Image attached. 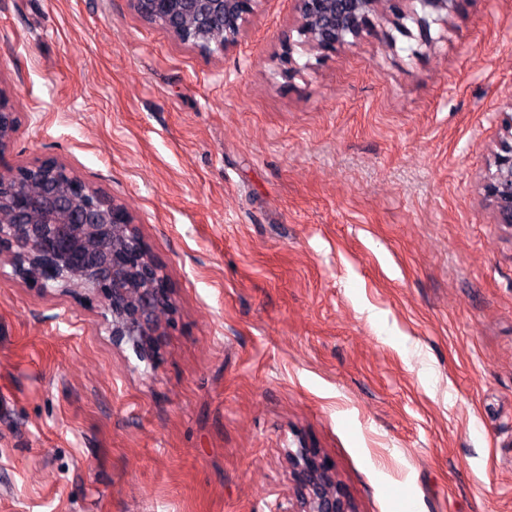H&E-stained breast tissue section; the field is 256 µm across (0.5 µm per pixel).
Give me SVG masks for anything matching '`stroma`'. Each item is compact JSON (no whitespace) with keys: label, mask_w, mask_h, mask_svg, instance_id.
I'll list each match as a JSON object with an SVG mask.
<instances>
[{"label":"stroma","mask_w":512,"mask_h":512,"mask_svg":"<svg viewBox=\"0 0 512 512\" xmlns=\"http://www.w3.org/2000/svg\"><path fill=\"white\" fill-rule=\"evenodd\" d=\"M297 26L260 0L204 56L131 0H0L7 163L72 166L173 288L149 360L0 267V512H287L302 441L356 512H512V0L427 45ZM20 117L11 98L0 89V160L11 147L19 130ZM505 126L506 136L493 154L494 171L485 186L486 198L498 224L512 226V117Z\"/></svg>","instance_id":"1"}]
</instances>
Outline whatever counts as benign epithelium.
<instances>
[{
	"mask_svg": "<svg viewBox=\"0 0 512 512\" xmlns=\"http://www.w3.org/2000/svg\"><path fill=\"white\" fill-rule=\"evenodd\" d=\"M136 13L181 43L212 54L237 40L258 0H131ZM313 46L334 51L376 33L384 7L404 17L408 0H294ZM419 40L431 39V23L455 13L463 0H417ZM20 117L0 89V160L19 130ZM493 154L485 186L498 224L512 226V123ZM16 276L87 302L111 316L112 336L140 355L158 354L157 310L169 305L172 286L142 240L126 209L82 179L67 163L45 157L27 165H0V258ZM297 484L294 512H354L333 483L318 449L299 442L288 449Z\"/></svg>",
	"mask_w": 512,
	"mask_h": 512,
	"instance_id": "obj_1",
	"label": "benign epithelium"
}]
</instances>
